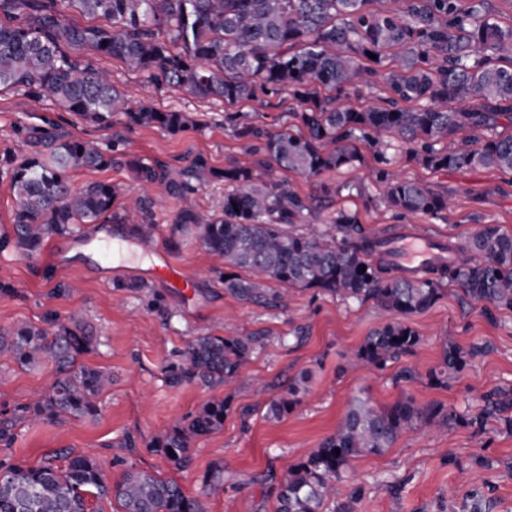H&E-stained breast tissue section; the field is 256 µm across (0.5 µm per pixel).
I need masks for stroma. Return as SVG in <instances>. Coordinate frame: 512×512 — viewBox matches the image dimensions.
Masks as SVG:
<instances>
[{
    "mask_svg": "<svg viewBox=\"0 0 512 512\" xmlns=\"http://www.w3.org/2000/svg\"><path fill=\"white\" fill-rule=\"evenodd\" d=\"M96 68L108 72L113 85L132 103L146 102L161 111L186 113L192 126L173 134L156 126L126 125L115 116L106 128L81 120L50 101L38 102L22 93L0 91V154L29 152L30 131L56 129L71 136L118 143L112 168L77 169L74 186L112 181L130 193L139 187L128 167L143 160L171 167L188 166L204 156L211 166L230 162L250 165L257 157L245 153L236 125H255L276 132L288 126L292 102L281 98L265 105L247 102L225 105L219 98H199L183 89L157 87L146 76L117 58L94 55ZM360 163L323 172L307 180L280 172L304 196L320 186L341 188L340 196L319 214L327 221L337 209L356 212L361 224L376 229L389 225L421 224L433 235L458 241L479 225L494 224L512 235V175L483 167L432 171L410 160L401 147L388 150L390 171L426 183L448 200L442 218L387 212L378 198L376 156L360 144ZM348 185L355 194L345 193ZM159 230L154 252L136 243L139 214H124L121 222H106L105 237L113 258L101 260L94 248L74 241L64 258H57L58 236H51L40 253L27 257L0 250V330L27 322L44 325L47 318L83 315L97 338L96 346L80 356L91 368L107 371L112 384L101 396L93 418L66 424L22 422L11 447L0 445V460L39 465L53 450L70 448L95 456L109 480H118L127 464L178 482L186 495L206 501L208 512H274L276 500L264 479L282 474L331 435L356 396L384 406L410 396L422 405L476 415L490 392L512 389V311L486 315L481 306L468 305L457 287H446L429 309L408 317L421 342L415 354L401 357L384 370L351 371L346 357L374 329L386 323L382 308L372 300L346 303L310 290L293 291L284 309L238 301L224 290L214 259L195 235L181 237L179 248L169 245L170 220L178 207L165 190L149 194ZM182 266L194 283L184 296L158 281L142 291L117 290V283L141 280L158 254ZM242 332L265 334L267 345L252 356L232 382L215 387L190 384L172 387L163 377L166 361L194 337L223 335L225 324ZM460 346L479 342L483 356L474 360L448 387L432 385L428 371L441 356L442 336ZM414 368L409 380L399 371ZM307 374L308 392L281 419L266 418L263 401L282 392L300 374ZM50 367H19L11 355L0 354V412L12 410L42 395L50 386ZM231 398L232 408L221 431L198 439L186 469L173 467L150 441L178 418L194 414L212 400ZM134 437L136 450L124 448ZM224 468V489L209 493L204 482L214 466ZM346 490L360 489L354 512H512V435L500 432L497 422L484 431L457 423L444 429L418 425L406 431L384 454L353 460Z\"/></svg>",
    "mask_w": 512,
    "mask_h": 512,
    "instance_id": "1",
    "label": "stroma"
}]
</instances>
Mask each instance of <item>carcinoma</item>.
<instances>
[{
  "label": "carcinoma",
  "mask_w": 512,
  "mask_h": 512,
  "mask_svg": "<svg viewBox=\"0 0 512 512\" xmlns=\"http://www.w3.org/2000/svg\"><path fill=\"white\" fill-rule=\"evenodd\" d=\"M84 15L103 16L109 27L67 21L57 0H0V90H16L41 101H55L100 127L121 114L130 126H160L175 134L188 126L183 112L144 104L130 107L109 75L87 60L88 52L119 58L158 85L182 88L228 105L288 95L305 132L285 127L263 133L240 126L236 136L262 155L254 166L213 168L203 156L185 168L140 160L130 163L143 185L156 184L178 197L171 221L173 245L194 232L200 245L223 265L224 291L245 303L280 308L288 290H314L341 301L373 299L403 317L367 336L349 355L351 369L382 370L411 355L419 335L404 319L431 307L445 284L460 287L484 311H512V235L493 224L460 242H448V263L416 275L386 258V240L404 235L391 226L382 236L359 224L356 213L338 210L326 224L288 227L313 209V198L264 176L274 168L306 178L349 167L359 160L357 142L383 145L391 137L431 170L484 167L512 173V27L494 21L487 0H64ZM395 50L392 63L384 52ZM373 53L372 59L367 53ZM382 84L385 104L355 109L352 93ZM468 105L454 108L455 102ZM35 149L22 156H0V178L9 181L17 207L14 235L0 236V250L13 247L35 256L53 234L79 224L112 218L123 197L120 183L94 182L71 187L66 173L112 166L118 145L72 138L45 130ZM377 157L382 200L396 215L438 217L443 196L427 185L390 173L383 151ZM222 181L221 212H205L191 198L194 187ZM144 214L137 235L152 239L158 229L146 198H128ZM278 287H272V284ZM96 337L80 314L46 329L21 324L0 332V352L21 367L49 364L55 376L39 398L0 418V443L11 446L20 421L65 423L99 414V399L112 385L109 373L80 365ZM265 337L228 330L198 336L179 359L163 367L172 386L224 384L237 377ZM485 346H459L444 337L439 364L429 371L437 386H448ZM299 379L267 404L279 419L304 393ZM231 400H212L195 414L176 420L150 447L177 468L190 462L198 438L224 428ZM493 418L512 434V390L484 397L482 412L466 418L421 406L402 397L388 406L353 398L333 434L289 467L274 487L276 512H324L346 482L351 462L381 455L400 434L418 424L438 428L460 421L483 429ZM340 454H335V450ZM115 500L121 512H207L199 498L187 496L174 480L130 465L112 483L98 461L70 448L54 451L39 466L0 461V512H94L90 502Z\"/></svg>",
  "instance_id": "obj_1"
}]
</instances>
